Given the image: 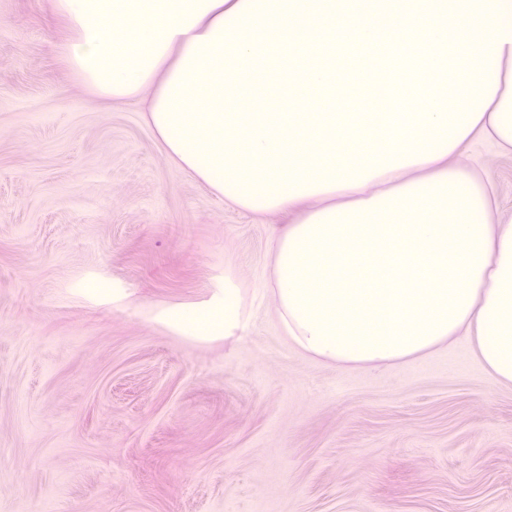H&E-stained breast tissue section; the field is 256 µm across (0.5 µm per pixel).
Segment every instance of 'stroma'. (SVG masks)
Masks as SVG:
<instances>
[{"label": "stroma", "mask_w": 512, "mask_h": 512, "mask_svg": "<svg viewBox=\"0 0 512 512\" xmlns=\"http://www.w3.org/2000/svg\"><path fill=\"white\" fill-rule=\"evenodd\" d=\"M67 35L53 0H0V512H512V386L467 337L363 367L293 348L287 214L179 171ZM472 156L512 207V161ZM228 288L240 339L172 323Z\"/></svg>", "instance_id": "35a3bbf8"}]
</instances>
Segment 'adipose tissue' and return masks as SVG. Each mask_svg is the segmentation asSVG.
Masks as SVG:
<instances>
[{
  "mask_svg": "<svg viewBox=\"0 0 512 512\" xmlns=\"http://www.w3.org/2000/svg\"><path fill=\"white\" fill-rule=\"evenodd\" d=\"M54 0L61 52L93 95L150 92L146 120L177 168L232 206L294 214L275 235L279 321L298 349L339 364L409 362L468 336L512 385V213L458 155L494 141L512 159V0ZM389 34L414 102L383 112L385 140L347 161L332 112H230L269 91L342 89L331 65L297 67L294 41L336 54ZM176 324L194 336L244 319L231 302Z\"/></svg>",
  "mask_w": 512,
  "mask_h": 512,
  "instance_id": "1",
  "label": "adipose tissue"
}]
</instances>
